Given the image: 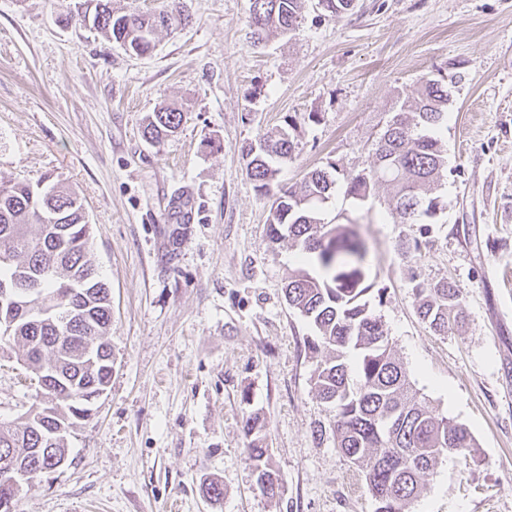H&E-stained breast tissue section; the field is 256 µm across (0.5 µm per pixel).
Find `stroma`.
Wrapping results in <instances>:
<instances>
[{
	"instance_id": "1",
	"label": "stroma",
	"mask_w": 512,
	"mask_h": 512,
	"mask_svg": "<svg viewBox=\"0 0 512 512\" xmlns=\"http://www.w3.org/2000/svg\"><path fill=\"white\" fill-rule=\"evenodd\" d=\"M75 0H0V183L62 182L82 199L112 291V382L68 438L66 465L23 486L15 512H375L320 401L312 323L282 288L298 247L269 245L270 203L242 145L294 119L279 165L299 185L327 161L370 167L378 133L422 75L445 71L442 205L421 251L386 188L344 183L319 209L357 221L371 246L365 299L433 414L465 425L477 453L443 456L406 512H512V0H354L338 17L305 0L298 30L253 46L249 0H182L183 29L137 56L57 16ZM181 106L150 144L146 116ZM452 281L465 321L432 333L414 281ZM36 388L0 359V418ZM261 412L279 497L254 486L242 430ZM224 486L219 502L204 478ZM183 116V111L177 107H158L145 119L144 137L153 144H160L181 128Z\"/></svg>"
}]
</instances>
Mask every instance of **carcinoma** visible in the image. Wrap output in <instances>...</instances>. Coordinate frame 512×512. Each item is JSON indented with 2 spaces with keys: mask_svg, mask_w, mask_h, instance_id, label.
<instances>
[{
  "mask_svg": "<svg viewBox=\"0 0 512 512\" xmlns=\"http://www.w3.org/2000/svg\"><path fill=\"white\" fill-rule=\"evenodd\" d=\"M304 0H250L253 43L299 28ZM88 25L125 49L147 55L156 47L159 30L178 29L187 16L178 3L158 12L118 14L110 0H96L81 17ZM417 99L401 104L375 144V161L347 183V194L369 197L375 187H391L393 210L402 224H425L441 210L430 196L447 168L438 131L448 122V82L426 74ZM183 111L162 105L145 119L144 137L161 143L182 125ZM285 122L243 147L246 174L261 197L272 199L267 238L272 245L286 239L299 246L302 262L318 273L299 269L283 291L288 305L309 319L318 336L308 349L329 351L315 374L317 396L336 408V448L357 466L377 504L376 512H405L425 490L424 476L438 459L455 453L464 458L475 448L463 425L438 417L422 405L403 364L391 353L380 317L363 296L370 290L365 270L369 250L356 224H327L317 205L335 189L338 165L310 171L298 189L276 182L278 160L295 151ZM0 282L32 279L28 304L12 315L11 332L0 334V350H18V361L35 380L50 378L36 402L21 416L0 419V459L6 457L28 481L67 459V436L90 417L91 400L107 391L112 379L111 289L102 278L90 249V226L83 204L70 188L47 189L25 179L0 185ZM74 282L79 293L67 299L62 285ZM417 313L429 329L446 336L463 320L461 293L442 279L412 287ZM267 423L258 412L243 416V432L251 474L259 491L277 496L282 481L266 446ZM211 502L224 498L214 478L202 483Z\"/></svg>",
  "mask_w": 512,
  "mask_h": 512,
  "instance_id": "1",
  "label": "carcinoma"
}]
</instances>
